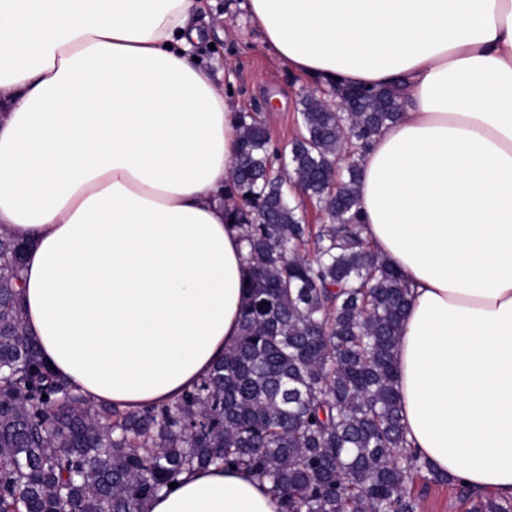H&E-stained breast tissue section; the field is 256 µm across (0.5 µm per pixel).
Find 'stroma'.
Returning a JSON list of instances; mask_svg holds the SVG:
<instances>
[{
  "label": "stroma",
  "instance_id": "1",
  "mask_svg": "<svg viewBox=\"0 0 512 512\" xmlns=\"http://www.w3.org/2000/svg\"><path fill=\"white\" fill-rule=\"evenodd\" d=\"M241 0H208L195 24L202 33L194 55L216 82L232 73V97L241 111L264 117L273 146L284 147L299 132L298 108L309 79L288 70L270 52ZM410 489L419 512H470V503L452 485L415 480Z\"/></svg>",
  "mask_w": 512,
  "mask_h": 512
}]
</instances>
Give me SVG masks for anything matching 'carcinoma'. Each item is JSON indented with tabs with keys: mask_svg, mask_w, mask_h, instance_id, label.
<instances>
[{
	"mask_svg": "<svg viewBox=\"0 0 512 512\" xmlns=\"http://www.w3.org/2000/svg\"><path fill=\"white\" fill-rule=\"evenodd\" d=\"M300 105L301 132L281 151L259 114L240 113L224 192L247 248L248 302L237 343L174 406L121 412L57 380L23 320L26 244L0 234V512H142L211 465L249 469L283 512H417L415 479L452 484L407 440L395 350L409 288L361 235V157L399 103L371 87L352 112ZM297 186L327 223H305ZM462 495L470 512H512V499Z\"/></svg>",
	"mask_w": 512,
	"mask_h": 512,
	"instance_id": "cac0c4a2",
	"label": "carcinoma"
}]
</instances>
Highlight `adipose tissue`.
Returning a JSON list of instances; mask_svg holds the SVG:
<instances>
[{"label":"adipose tissue","mask_w":512,"mask_h":512,"mask_svg":"<svg viewBox=\"0 0 512 512\" xmlns=\"http://www.w3.org/2000/svg\"><path fill=\"white\" fill-rule=\"evenodd\" d=\"M201 0H0V233L30 244L23 319L89 401L171 405L240 334L224 198L239 108L193 58ZM267 48L401 112L361 161L362 235L411 289L395 352L413 449L512 498V0H244ZM144 512H281L244 468Z\"/></svg>","instance_id":"adipose-tissue-1"}]
</instances>
